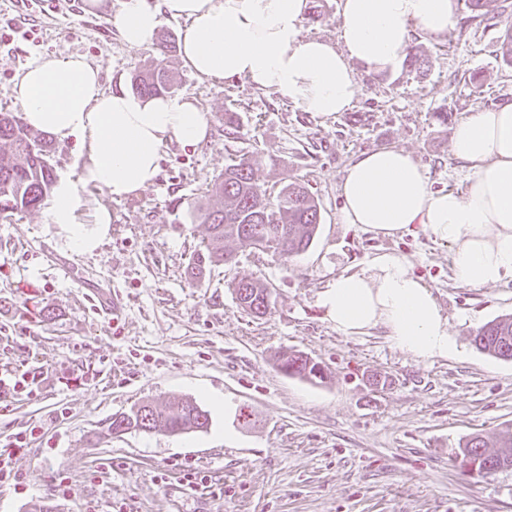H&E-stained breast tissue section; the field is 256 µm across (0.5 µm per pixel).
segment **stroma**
I'll list each match as a JSON object with an SVG mask.
<instances>
[{"label":"stroma","mask_w":512,"mask_h":512,"mask_svg":"<svg viewBox=\"0 0 512 512\" xmlns=\"http://www.w3.org/2000/svg\"><path fill=\"white\" fill-rule=\"evenodd\" d=\"M108 2L87 14L83 0H54L24 26L20 0H0V111H19L14 77L40 55H84L105 92L130 91L159 52L129 48L123 0ZM458 17L450 47L414 35L427 71L358 69L351 108L329 117L242 77L198 76L172 53L175 93L207 114L209 135L194 147L170 144L156 181L136 195L83 190L84 222L100 207L112 213L93 250H75L45 209L0 219V375L40 379L32 396L0 385V450L21 478L0 485V512H512V470L480 481L455 464L466 439L493 445L512 431V360L473 342L484 324L512 316V281L464 284L454 246L417 229L384 238L339 221L344 172L374 149L405 150L434 189L465 190L452 127L512 100V68L500 56L502 26ZM231 101L242 123L235 138L220 121ZM253 152L268 160L258 173L268 189L299 182L318 199L313 244L276 263L237 244L231 263L187 280L206 235L191 221L203 189L229 158ZM175 198L183 205L173 212ZM380 250L407 258L432 290L455 342L449 356L420 360L383 329L346 335L326 319L320 292ZM244 277L268 285L267 316L238 306L231 284ZM115 297L118 320L105 309ZM290 350L320 362L328 379L282 374L275 359ZM172 396L207 410L208 429L108 433L113 415ZM194 471L199 479L188 480Z\"/></svg>","instance_id":"stroma-1"}]
</instances>
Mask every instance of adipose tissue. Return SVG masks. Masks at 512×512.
Listing matches in <instances>:
<instances>
[{"instance_id":"obj_1","label":"adipose tissue","mask_w":512,"mask_h":512,"mask_svg":"<svg viewBox=\"0 0 512 512\" xmlns=\"http://www.w3.org/2000/svg\"><path fill=\"white\" fill-rule=\"evenodd\" d=\"M309 0H123L122 38L132 48L152 42L162 17L186 20L181 58L193 73L246 77L303 111H346L356 94L355 65L374 72L403 63L413 32L446 39L456 0H340L337 42L306 38ZM13 92L34 130L74 143L83 160L78 180L53 188L47 221L69 229L73 248L92 249L95 233L79 218L81 190L91 186L120 200L152 185L170 143L193 146L209 131L190 100L107 93L85 56L33 58ZM451 153L470 172L464 194L432 190L404 150L361 153L340 184L342 223L382 237L419 228L455 248L457 278L471 286L512 280V100L478 111L454 127ZM337 331L383 328L391 341L429 360L454 349L448 319L411 264L379 251L362 269L343 273L319 296Z\"/></svg>"}]
</instances>
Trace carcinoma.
<instances>
[{
	"instance_id": "obj_1",
	"label": "carcinoma",
	"mask_w": 512,
	"mask_h": 512,
	"mask_svg": "<svg viewBox=\"0 0 512 512\" xmlns=\"http://www.w3.org/2000/svg\"><path fill=\"white\" fill-rule=\"evenodd\" d=\"M405 66L420 72L429 67V58L413 46ZM131 89L142 96H164L174 93L175 84L162 65L152 64L132 79ZM261 163V157L253 154L232 159L224 165V172L207 184L206 196L216 199V204L191 214L192 222L207 225L208 237L186 268L189 280L198 278L208 266L231 261L232 254L224 248L229 240L246 244L274 261H286L312 245L321 224L317 198L300 183L284 185L275 194L269 192L256 177ZM52 187L50 143L32 131L21 114L0 112V216L38 209ZM234 292L238 306L249 314L265 317L270 313L271 294L261 280L243 278L234 284ZM474 343L484 353L512 360V317L483 325ZM277 367L311 383L327 378L320 363L299 351L281 354ZM208 426L206 411L189 399L173 398L161 406L145 401L115 414L108 430L151 432L161 428L179 435ZM456 461L463 471L482 479L512 469V435L504 437L493 451L482 437L474 436L461 448Z\"/></svg>"
}]
</instances>
